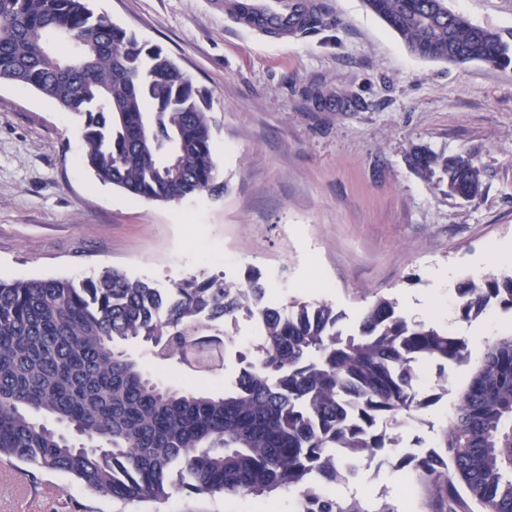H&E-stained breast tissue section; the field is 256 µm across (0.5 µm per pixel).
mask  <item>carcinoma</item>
Segmentation results:
<instances>
[{
	"label": "carcinoma",
	"mask_w": 512,
	"mask_h": 512,
	"mask_svg": "<svg viewBox=\"0 0 512 512\" xmlns=\"http://www.w3.org/2000/svg\"><path fill=\"white\" fill-rule=\"evenodd\" d=\"M416 56L512 66V46L446 0H364ZM65 40L72 55L53 43ZM33 88L83 119L84 165L134 198L175 202L220 194L207 97L163 50L95 13L89 0H0V82ZM408 163L464 200L481 195L471 156L415 146ZM456 311L469 320L512 311V269L466 278ZM254 321L252 350L230 329ZM325 301L277 306L257 275L222 274L162 289L107 268L82 280L0 279V461L29 482L58 471L101 496L160 501L171 491L248 496L300 489L299 512H394L342 501L324 487L399 445V428L427 407L420 368L471 358L466 339L408 320L379 298L354 332ZM224 335H209L215 323ZM149 347L193 372L220 370L224 391L180 390L124 349ZM444 452L403 456L396 468L426 482L435 512H512V334L477 359L443 430Z\"/></svg>",
	"instance_id": "cac0c4a2"
}]
</instances>
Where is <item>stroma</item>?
<instances>
[{
	"mask_svg": "<svg viewBox=\"0 0 512 512\" xmlns=\"http://www.w3.org/2000/svg\"><path fill=\"white\" fill-rule=\"evenodd\" d=\"M225 0H92L96 12L160 46L210 98L221 195L177 202L132 198L83 163L79 119L34 89L0 84V278H94L115 267L160 288L191 277L260 275L270 300H324L353 330L377 298L424 308L423 322L494 341L512 311L460 319L455 288L470 267L504 269L512 246V66L418 58L363 0H316L313 31L275 40L245 29ZM450 10L512 34V0H447ZM471 153L484 171L475 201L449 196L407 162L412 146ZM152 376L177 388L222 390L235 354L208 374L162 363L128 343ZM473 373L466 363L422 368L435 397L403 430L405 452L437 449ZM394 455L364 461L334 498L387 500L433 512L428 486ZM296 512L294 494L172 492L125 503L69 476L43 473L19 491L0 475V512Z\"/></svg>",
	"mask_w": 512,
	"mask_h": 512,
	"instance_id": "35a3bbf8",
	"label": "stroma"
}]
</instances>
